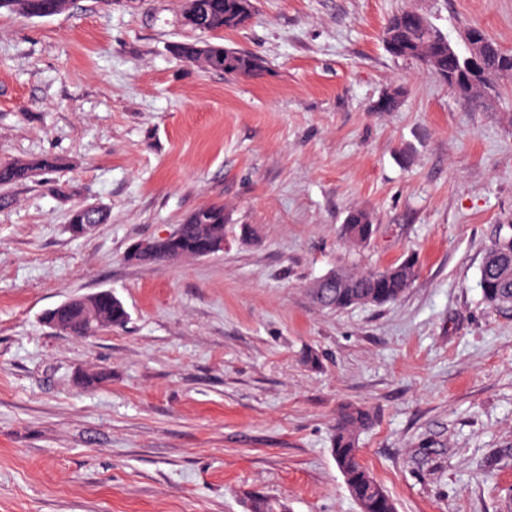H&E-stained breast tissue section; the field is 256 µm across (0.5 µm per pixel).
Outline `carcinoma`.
<instances>
[{
  "mask_svg": "<svg viewBox=\"0 0 512 512\" xmlns=\"http://www.w3.org/2000/svg\"><path fill=\"white\" fill-rule=\"evenodd\" d=\"M72 0H0V10L26 19L46 18L66 12ZM237 0H225V10L214 8L213 0H192L191 13H181L184 27L201 34H214L225 29L245 26L255 13V2H250L249 13L240 20H231ZM407 9L393 13L383 33L395 38L401 57L418 62L429 72L448 70V39L426 17L419 16L423 26L405 23ZM174 55L199 65L207 71L229 76L257 75L262 61L245 52L209 39L179 42L172 47ZM488 85L473 84L461 97L477 103L495 88L499 80H512V69H501L494 56L485 60ZM65 164L55 156H41L0 163V188L25 183L39 175L60 172ZM108 213L103 208L87 211L75 206L69 214V224H104ZM509 233L498 235L487 248L480 267L479 287L482 300L495 309L512 308V225ZM376 232L372 214L363 208L350 210L342 225V235L355 250L365 248ZM211 240L224 243V205L210 203L195 209L182 220L181 233L163 244L161 256H138L139 264H152L171 259L198 257L197 243ZM420 262L408 255L380 271L360 270L344 264L332 272V282L326 287L311 286L314 302L323 309L341 311L359 305L385 306L399 300L419 277ZM128 311L116 296L93 297L90 302L71 303L48 310L46 322L61 329L66 336L88 337L100 331L117 328L127 323ZM374 417L366 409L346 406L336 419L331 438V453L346 487L359 506L360 512H397L393 499L362 463L360 434L373 425ZM512 460V448H500L487 455L480 467L486 473L495 471L504 460ZM250 512H288L285 504L271 497L252 492L246 497Z\"/></svg>",
  "mask_w": 512,
  "mask_h": 512,
  "instance_id": "cac0c4a2",
  "label": "carcinoma"
}]
</instances>
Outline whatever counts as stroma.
Here are the masks:
<instances>
[{"instance_id": "obj_1", "label": "stroma", "mask_w": 512, "mask_h": 512, "mask_svg": "<svg viewBox=\"0 0 512 512\" xmlns=\"http://www.w3.org/2000/svg\"><path fill=\"white\" fill-rule=\"evenodd\" d=\"M182 0H73L0 12V162L62 172L0 207V512H359L331 454L348 403L375 425L364 464L398 512H512V309L478 285L512 224V82L474 105L381 31L403 7L452 47L477 25L512 52V0H256L214 41L253 77L176 58ZM397 90L400 107L378 112ZM224 206V250L136 265V242ZM77 205L110 212L76 237ZM355 207L378 231L352 251ZM417 255L394 304L325 310L309 287L342 262ZM112 291L128 322L87 338L42 316ZM107 371L105 381L81 377ZM72 0H0V10L26 19L46 18L66 12Z\"/></svg>"}]
</instances>
